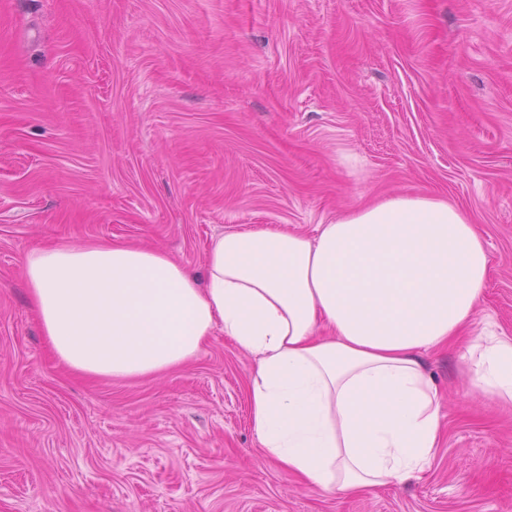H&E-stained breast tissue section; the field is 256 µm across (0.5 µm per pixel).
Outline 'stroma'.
Returning <instances> with one entry per match:
<instances>
[{"instance_id":"1","label":"stroma","mask_w":512,"mask_h":512,"mask_svg":"<svg viewBox=\"0 0 512 512\" xmlns=\"http://www.w3.org/2000/svg\"><path fill=\"white\" fill-rule=\"evenodd\" d=\"M448 200L490 268L469 335L512 336V0H0V512H512V408L424 353L444 439L401 484L309 491L262 451L222 332L160 377L49 350L28 252L127 242L203 273L212 239L313 235Z\"/></svg>"}]
</instances>
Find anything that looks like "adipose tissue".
I'll list each match as a JSON object with an SVG mask.
<instances>
[{
	"instance_id": "ef3b65f1",
	"label": "adipose tissue",
	"mask_w": 512,
	"mask_h": 512,
	"mask_svg": "<svg viewBox=\"0 0 512 512\" xmlns=\"http://www.w3.org/2000/svg\"><path fill=\"white\" fill-rule=\"evenodd\" d=\"M488 266L461 208L406 194L311 236L274 225L225 231L200 278L162 251L118 242L24 259L49 345L81 374L157 376L224 332L254 361L247 394L264 454L325 494L429 467L442 396L421 355L472 322ZM463 357L471 391L512 403V337H475Z\"/></svg>"
}]
</instances>
